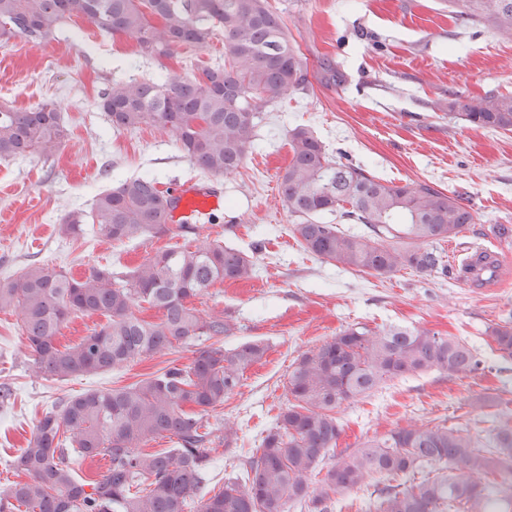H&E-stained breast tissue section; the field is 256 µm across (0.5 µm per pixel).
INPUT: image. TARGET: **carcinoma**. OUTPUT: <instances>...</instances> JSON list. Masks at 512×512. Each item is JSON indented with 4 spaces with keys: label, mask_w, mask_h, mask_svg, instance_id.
Wrapping results in <instances>:
<instances>
[{
    "label": "carcinoma",
    "mask_w": 512,
    "mask_h": 512,
    "mask_svg": "<svg viewBox=\"0 0 512 512\" xmlns=\"http://www.w3.org/2000/svg\"><path fill=\"white\" fill-rule=\"evenodd\" d=\"M451 15L512 37V0H448ZM86 19L103 36L136 42L134 56L157 62L143 81H115L98 108L116 131L153 126L168 135L201 172L228 176L256 150V130L271 101L311 83L299 47L268 0H0V44L50 40L67 19ZM224 40V62L198 75H170L162 63L184 46ZM460 108L473 126L512 130V95L487 93ZM69 137L56 105L0 108V158L38 153L50 158ZM291 160L280 176L293 234L322 262L374 277L402 269L430 276L448 272L437 249L474 223L471 208L425 181L396 184L361 166L331 161L315 132L288 131ZM175 199L149 174L126 176L99 192L88 211L65 218L62 231L84 225L114 242L160 238ZM334 215L363 224L346 232L323 221ZM173 246L132 270L92 267L84 276L27 266L0 282V309H13L33 357V371L67 378L121 368L177 346H195L185 365L172 364L138 382L88 391L62 400L36 425L14 459L23 479L0 496V512H330L336 496L372 489L373 512H512V416L499 414L492 444L468 428L408 424L351 451H336L343 433L339 412L395 380L438 373L450 379L480 370L466 342L415 327L355 324L301 353L288 374V405L254 449L242 472L223 488L200 494L213 467L212 431L204 417L224 406L266 347H224L233 326L202 314L192 301L216 284L256 274L246 253L217 241ZM142 303L160 313L137 316ZM107 317L80 342L58 344L74 314ZM503 359L512 358V320L488 327ZM209 341L200 347L198 342ZM168 437L175 447L151 450ZM78 456H105L110 467L91 481L77 480L68 448ZM334 458L323 469L326 457Z\"/></svg>",
    "instance_id": "1"
}]
</instances>
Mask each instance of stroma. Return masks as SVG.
I'll list each match as a JSON object with an SVG mask.
<instances>
[{
	"mask_svg": "<svg viewBox=\"0 0 512 512\" xmlns=\"http://www.w3.org/2000/svg\"><path fill=\"white\" fill-rule=\"evenodd\" d=\"M289 38L307 59L312 86L276 103L259 128L261 149L239 174L200 172L156 128L110 130L96 106L115 80L153 75V62L133 63V41L98 35L80 18L68 20L41 44L22 39L0 46V105L24 110L52 101L69 140L55 157L0 161V281L30 265L80 276L93 266L132 268L184 237L112 242L93 231L64 235L62 219L86 210L116 176L157 173L162 188L215 185L223 204L212 213L211 238L252 256L258 276L224 283L194 301L202 313L223 312L234 325L225 347L260 342L267 352L242 385L208 415L214 434L238 422L239 438L219 449L214 475L239 470L288 403V371L299 354L331 340L351 324L402 325L456 336L474 347L484 372L448 379L437 374L389 383L340 413V447L354 448L409 420L471 425L491 439V417L471 410L490 396L512 402V360L500 358L487 328L512 315V245L490 231L512 225V131L472 126L448 111L449 101L486 92L512 94V40L483 25L448 16V0H269ZM329 62L342 83L322 78ZM312 128L331 160L359 165L396 183L431 181L460 196L474 222L441 243L447 274L404 269L388 278L345 271L307 253L294 238L279 177L291 152L286 132ZM483 247L501 261L491 288L463 281L459 249ZM180 347L129 366L66 381L35 377L16 315L0 309V492L16 481L12 462L43 413L61 399L89 390L133 384L167 361L189 363Z\"/></svg>",
	"mask_w": 512,
	"mask_h": 512,
	"instance_id": "35a3bbf8",
	"label": "stroma"
}]
</instances>
